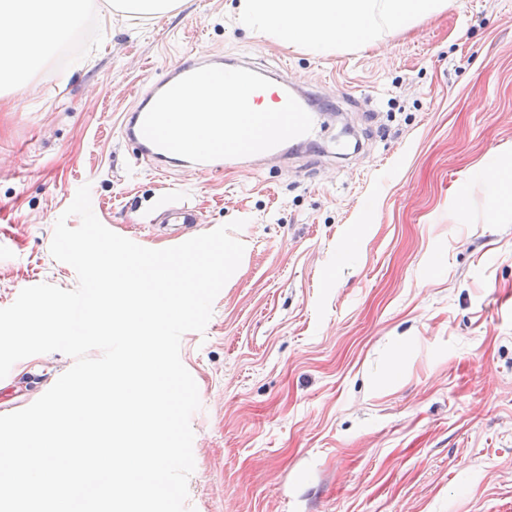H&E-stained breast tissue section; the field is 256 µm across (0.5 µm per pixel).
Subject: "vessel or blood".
Wrapping results in <instances>:
<instances>
[{"label":"vessel or blood","mask_w":512,"mask_h":512,"mask_svg":"<svg viewBox=\"0 0 512 512\" xmlns=\"http://www.w3.org/2000/svg\"><path fill=\"white\" fill-rule=\"evenodd\" d=\"M223 89V57H191L155 82L138 107L125 114L123 132L137 144L143 157L155 163L188 158L190 144L175 122V106L187 94L216 95ZM274 98L279 103L278 111L254 113L251 127L235 140L224 137V125L234 121V113H211L207 127L213 136L214 150L205 159V166L220 171L241 156L271 151L283 139L314 133L315 119L299 98L284 89L276 92Z\"/></svg>","instance_id":"vessel-or-blood-1"}]
</instances>
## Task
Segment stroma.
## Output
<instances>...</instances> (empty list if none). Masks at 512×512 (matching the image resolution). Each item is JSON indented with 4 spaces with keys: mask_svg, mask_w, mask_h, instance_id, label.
Returning <instances> with one entry per match:
<instances>
[{
    "mask_svg": "<svg viewBox=\"0 0 512 512\" xmlns=\"http://www.w3.org/2000/svg\"><path fill=\"white\" fill-rule=\"evenodd\" d=\"M234 7L117 23L94 0L76 57L0 85V308L77 287L50 244L82 185L151 249L244 220L245 260L181 338L201 403L188 512H512V209L478 176L512 153V0H449L328 55L245 33ZM192 53L278 71L341 119L231 172L158 171L122 115ZM167 203L201 223L159 234ZM73 364L15 363L0 415Z\"/></svg>",
    "mask_w": 512,
    "mask_h": 512,
    "instance_id": "stroma-1",
    "label": "stroma"
}]
</instances>
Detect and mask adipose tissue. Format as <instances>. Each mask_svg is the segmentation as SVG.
<instances>
[{
    "label": "adipose tissue",
    "instance_id": "1",
    "mask_svg": "<svg viewBox=\"0 0 512 512\" xmlns=\"http://www.w3.org/2000/svg\"><path fill=\"white\" fill-rule=\"evenodd\" d=\"M446 5L447 0H238L236 13L249 34L283 45L301 43L313 53L329 54L341 44L374 42L380 22L406 27ZM82 19L78 8L63 7L62 0H0V60L7 63L8 80L25 87L36 57ZM275 108L268 89L247 97L228 87L221 104L197 93L185 97L177 112L191 125L194 148L202 150L209 131L197 125L200 113L220 110L244 117Z\"/></svg>",
    "mask_w": 512,
    "mask_h": 512
}]
</instances>
